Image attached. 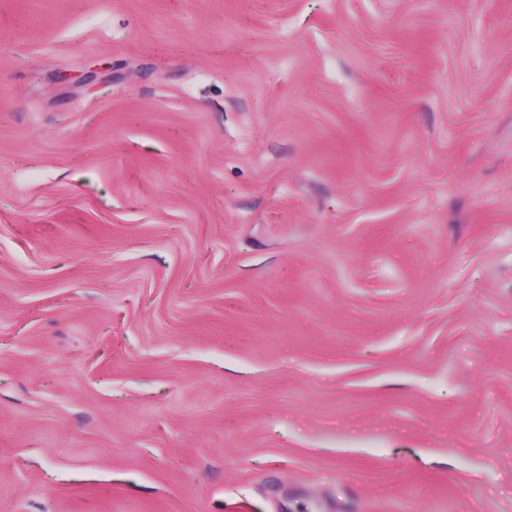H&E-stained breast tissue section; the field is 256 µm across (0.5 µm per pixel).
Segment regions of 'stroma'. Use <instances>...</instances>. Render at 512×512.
Instances as JSON below:
<instances>
[{
    "label": "stroma",
    "mask_w": 512,
    "mask_h": 512,
    "mask_svg": "<svg viewBox=\"0 0 512 512\" xmlns=\"http://www.w3.org/2000/svg\"><path fill=\"white\" fill-rule=\"evenodd\" d=\"M0 512H512V0H0Z\"/></svg>",
    "instance_id": "stroma-1"
}]
</instances>
